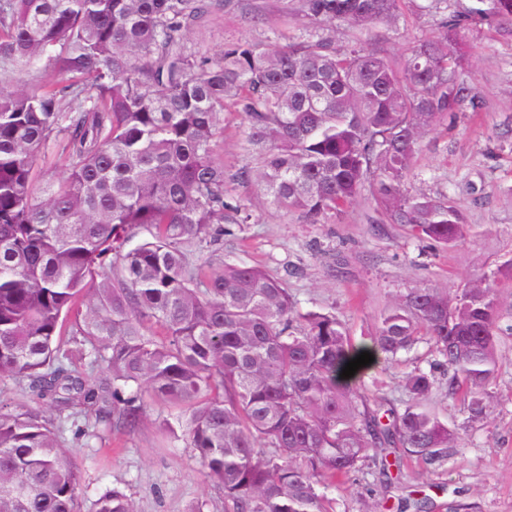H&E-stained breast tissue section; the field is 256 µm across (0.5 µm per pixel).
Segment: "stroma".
Listing matches in <instances>:
<instances>
[{"instance_id": "35a3bbf8", "label": "stroma", "mask_w": 512, "mask_h": 512, "mask_svg": "<svg viewBox=\"0 0 512 512\" xmlns=\"http://www.w3.org/2000/svg\"><path fill=\"white\" fill-rule=\"evenodd\" d=\"M293 0H226L223 13L190 30V45L214 54L237 41L267 42L274 35L305 32L291 17ZM475 0H448L447 10L428 0H403L395 23L377 28L374 48L399 61L414 42L437 34L445 11H467ZM470 53L463 72L475 87L479 111L463 110L422 138L407 187L447 196L464 212L468 231L460 243L442 246L420 240L397 224L376 223L370 192H362L336 218L318 224L284 215L266 203L256 184L235 175L255 160L241 143L244 117L224 115V144L216 158L228 176L231 202L244 204L251 219L224 227L219 256L258 265L278 278L298 309L331 311L355 339L371 330L374 317L407 289L456 290L512 259V34L500 26L474 25L465 32ZM436 357L429 341L418 343L397 362L368 372L365 390L372 404L404 409L406 375ZM501 367L491 389V413L466 423L460 400L448 396V375L440 371L427 404L462 427V445L433 473L403 458L393 466L391 494L370 493V472L351 477L331 493L336 512H398L402 495L429 496L435 512H512V335L501 338ZM146 417L132 433L100 425L84 436L66 424L62 440L77 449L84 470L82 509L92 512L106 490L120 488L137 512H188L194 502L217 501L191 449L172 441L161 422L165 404L150 399Z\"/></svg>"}]
</instances>
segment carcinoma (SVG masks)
Listing matches in <instances>:
<instances>
[{"label":"carcinoma","mask_w":512,"mask_h":512,"mask_svg":"<svg viewBox=\"0 0 512 512\" xmlns=\"http://www.w3.org/2000/svg\"><path fill=\"white\" fill-rule=\"evenodd\" d=\"M226 0H0V379L27 382L58 414L128 432L143 395L171 408L170 437L197 454L222 512H335L327 491L407 455L436 471L458 425L428 408L435 372L462 395L471 422L489 412L500 366L499 278L512 259L450 293L409 288L359 344L327 311L300 312L257 265L192 260L220 224L249 222L226 193L224 108L244 113L261 166L255 181L278 210L312 224L370 190L381 224L441 245L463 237L450 199L406 188L421 138L448 113L478 107L459 75L461 33L512 21V0L444 16L437 36L398 63L359 42L338 49L318 29L367 34L402 0H300L308 33L227 44L213 55L186 33ZM50 71L36 89L16 75ZM65 143L54 187L36 164ZM148 237L133 248L130 240ZM438 359L406 376L403 412L358 394L367 371L420 336ZM367 351L374 361L340 378ZM79 359L106 378L74 368ZM82 470L61 430L0 404V512H81ZM94 512H135L109 490Z\"/></svg>","instance_id":"cac0c4a2"}]
</instances>
